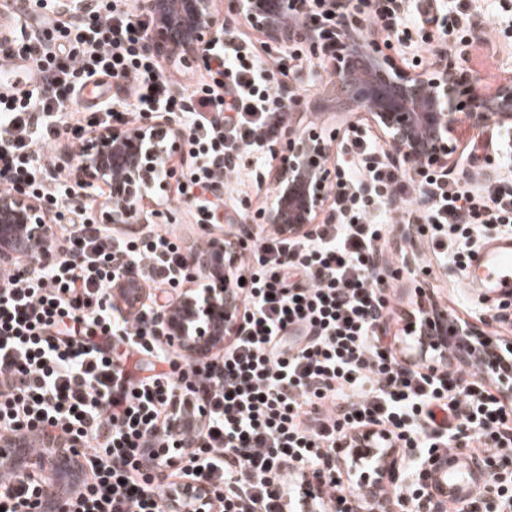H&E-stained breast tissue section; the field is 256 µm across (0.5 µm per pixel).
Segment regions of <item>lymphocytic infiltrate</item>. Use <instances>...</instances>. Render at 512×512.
<instances>
[{
	"mask_svg": "<svg viewBox=\"0 0 512 512\" xmlns=\"http://www.w3.org/2000/svg\"><path fill=\"white\" fill-rule=\"evenodd\" d=\"M54 30L57 51L33 37L0 53L26 63L23 87L0 94V192L23 183L54 210L59 252L52 263L21 259L0 272V436L26 426L80 441L87 482L69 495V512H168L173 482L162 471L147 479L144 463L167 447L166 425L188 401L204 413L189 475L225 487L223 512H307L309 465L365 428L402 449L512 456V412L482 373L412 368L385 341L393 308L372 265L390 233L377 216L387 200L397 203L391 224L447 228L445 252L460 269L479 225L512 234V190L451 185L433 172L418 183L377 164L336 181L329 193L337 220L311 238L273 229L261 237L246 268L241 338L217 361H185L187 387L164 373L134 378L113 356L112 338L124 336L127 354L165 359L153 308L119 319L103 296L125 264L144 282L180 291L173 272L184 249L164 232L119 237L88 215L64 220L57 207L73 186L44 151L60 135L58 120L101 76L121 80L136 112L182 113L190 164L178 195L199 223L219 224L224 200L212 196L214 185L274 141L288 108L273 91L275 69L249 57L238 34L212 51L209 80L181 101L170 93L173 74L147 45V22L115 0H97L89 21Z\"/></svg>",
	"mask_w": 512,
	"mask_h": 512,
	"instance_id": "obj_1",
	"label": "lymphocytic infiltrate"
}]
</instances>
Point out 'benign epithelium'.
Wrapping results in <instances>:
<instances>
[{
  "mask_svg": "<svg viewBox=\"0 0 512 512\" xmlns=\"http://www.w3.org/2000/svg\"><path fill=\"white\" fill-rule=\"evenodd\" d=\"M55 9L72 19L92 14L96 0H54ZM137 10L152 21L148 46L159 57L185 68L206 65L208 50L224 39V31L246 23L261 33L267 51L275 55L285 47H303L331 68L334 88L345 109L358 117L348 121L327 141L300 127L296 115L320 110L319 100L308 99L292 82L279 89L288 102L285 146H269L279 164L258 175L272 180L274 195L257 214L261 223L288 238L310 237L329 219L328 188L338 164L335 142L353 129L367 128L387 147L385 159L404 168L417 180L435 171L446 177L464 166L462 132H479L490 120L512 130V81L490 95L479 92V79L465 72L466 49L440 52L429 68L410 69L391 53L379 30L366 23L368 0H136ZM186 136L180 117L166 112L145 114L131 124L91 132L80 149L63 161L75 192L68 207L83 209L84 189L100 191V224L139 232L150 224H173L177 212L154 202L149 192L167 189L177 179L172 157ZM43 205L16 185L0 194V270L12 269L22 255H35V263L57 258ZM247 228L228 239L206 238L202 249L190 248L176 275L186 282L173 303L154 311L155 329L171 348L194 359L233 343L243 322L240 279L234 270L252 243ZM204 280L206 288L193 285ZM151 291L130 269L120 270L106 300L115 299L133 313ZM451 334L448 311L424 320L419 335L430 343L415 344L402 356L407 364L437 367L447 362L436 346ZM176 446L187 447L191 427L167 425ZM459 467L453 455L429 456L421 474L427 486L430 512H448V473ZM403 458L396 448H383L371 439L341 448L321 466L332 477L358 478V500L367 512H396L395 500L385 492L400 483ZM40 492L31 512H68L52 474L40 464ZM462 500L486 491L492 472L470 465ZM177 512H221L224 487L185 479Z\"/></svg>",
  "mask_w": 512,
  "mask_h": 512,
  "instance_id": "7a95c632",
  "label": "benign epithelium"
}]
</instances>
